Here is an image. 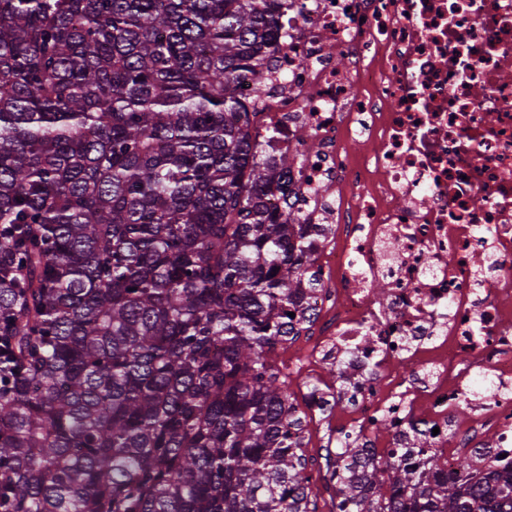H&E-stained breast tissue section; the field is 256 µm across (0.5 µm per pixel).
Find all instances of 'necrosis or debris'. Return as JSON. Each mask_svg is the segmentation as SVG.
Returning <instances> with one entry per match:
<instances>
[{
	"label": "necrosis or debris",
	"mask_w": 512,
	"mask_h": 512,
	"mask_svg": "<svg viewBox=\"0 0 512 512\" xmlns=\"http://www.w3.org/2000/svg\"><path fill=\"white\" fill-rule=\"evenodd\" d=\"M277 45L237 95L264 154L296 159L272 208L326 228V328L290 367L335 356L354 425L418 428L445 471L458 448L511 469L512 0H288ZM478 375L496 389L475 400Z\"/></svg>",
	"instance_id": "obj_1"
}]
</instances>
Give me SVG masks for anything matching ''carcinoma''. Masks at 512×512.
<instances>
[{"label":"carcinoma","mask_w":512,"mask_h":512,"mask_svg":"<svg viewBox=\"0 0 512 512\" xmlns=\"http://www.w3.org/2000/svg\"><path fill=\"white\" fill-rule=\"evenodd\" d=\"M278 0H0V512H316L277 346L311 225L236 96ZM295 316H289V313ZM330 512H512V475L329 434Z\"/></svg>","instance_id":"cac0c4a2"}]
</instances>
